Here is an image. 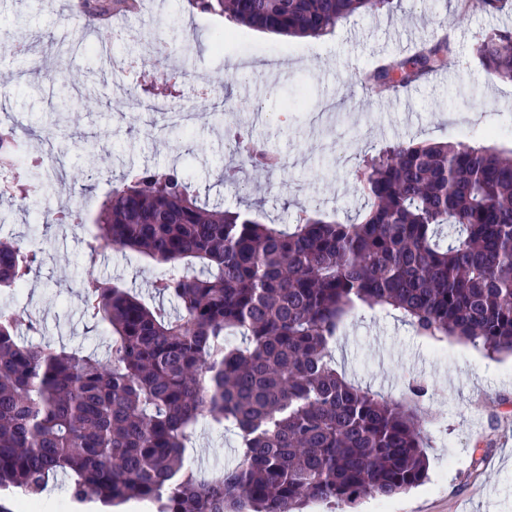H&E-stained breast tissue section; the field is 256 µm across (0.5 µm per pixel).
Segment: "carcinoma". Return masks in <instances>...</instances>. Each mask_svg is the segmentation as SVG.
<instances>
[{
    "instance_id": "cac0c4a2",
    "label": "carcinoma",
    "mask_w": 512,
    "mask_h": 512,
    "mask_svg": "<svg viewBox=\"0 0 512 512\" xmlns=\"http://www.w3.org/2000/svg\"><path fill=\"white\" fill-rule=\"evenodd\" d=\"M201 14L292 37H320L357 12L394 0H188ZM452 44H421L367 72L374 87L404 86L444 67ZM488 74L512 81V32L476 47ZM0 165L28 197L36 160ZM256 173L275 168L240 146ZM362 218L313 210L286 232L250 209L198 199L176 168L144 169L112 186L96 217V246L167 266L152 288L174 315L87 272L88 312L110 329L108 355L23 341L35 324L0 310V488L30 493L69 477L71 496L131 498L156 512H304L389 499L427 478L419 398L380 397L336 370L330 345L363 305L396 311L419 336L465 339L512 353V150L462 142L387 146L363 161ZM42 262L0 239V288H20ZM201 265L197 275L185 272ZM241 336L236 344L232 336ZM209 420L239 440L238 462L199 475L184 453Z\"/></svg>"
}]
</instances>
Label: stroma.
I'll use <instances>...</instances> for the list:
<instances>
[{
	"instance_id": "obj_1",
	"label": "stroma",
	"mask_w": 512,
	"mask_h": 512,
	"mask_svg": "<svg viewBox=\"0 0 512 512\" xmlns=\"http://www.w3.org/2000/svg\"><path fill=\"white\" fill-rule=\"evenodd\" d=\"M140 7L104 20L73 10L70 0H0V35L26 46L0 54L9 75L0 82V112L30 130L17 156L53 153L61 159L45 177V207L82 204L86 224L34 223L35 205L20 193L0 197V238L41 252L43 264L25 287L0 292V308L39 321L38 340L55 347L104 348L108 329L83 310L87 270L122 282L149 305L163 265L133 252L87 255L105 194L126 171L179 166L201 200L260 206L266 223L292 224L302 209L357 218L365 200L355 179L364 154L388 144L461 141L512 149V82L488 75L473 49L498 30L512 31V10L491 14L472 6L456 23V0H400L391 13L348 17L323 37L282 38L201 14L187 0H139ZM229 36L211 47L218 31ZM456 33L452 76L419 83L408 101L362 92L359 79L378 58L403 56L422 41ZM81 45L71 67L74 107L58 106L59 82L42 69L47 40ZM134 59L128 76H114L94 46ZM264 67L247 71L249 63ZM183 101L195 114L187 129L152 109L158 96ZM223 120H215V112ZM56 134L52 143L41 136ZM261 141L278 168L249 177L236 191L222 171L235 159L234 132ZM336 369L355 385L401 398L424 383L421 412L429 479L398 497L364 498L357 512H512V356L487 357L469 343H438L416 335L397 312L362 308L342 324L332 348ZM236 438L201 423L187 449L202 476L236 458Z\"/></svg>"
}]
</instances>
